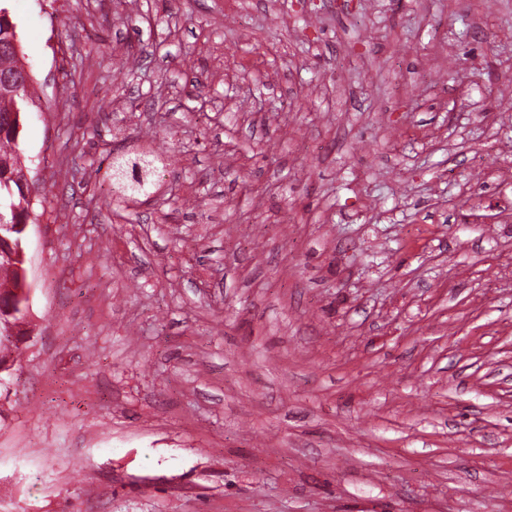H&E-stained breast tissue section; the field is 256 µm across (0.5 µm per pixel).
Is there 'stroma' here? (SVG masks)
<instances>
[{
    "instance_id": "1",
    "label": "stroma",
    "mask_w": 512,
    "mask_h": 512,
    "mask_svg": "<svg viewBox=\"0 0 512 512\" xmlns=\"http://www.w3.org/2000/svg\"><path fill=\"white\" fill-rule=\"evenodd\" d=\"M4 5L0 512H512V0ZM34 102L35 100L29 91V84L28 86L19 87L14 98H0V116L2 113L10 112L4 115V119L3 117L2 119L0 118V123L3 126H9L13 125L15 120H18V130H20L25 112L28 111L30 105H34ZM16 112H20L21 124L19 122V114ZM18 130L17 123L14 127H0V235L9 240L14 246L21 245L24 247L26 237L20 227H23L26 233L28 232L29 224L25 221H29L34 213V204L32 203V194L27 195L21 184V168L19 167L21 151L18 144L20 131ZM19 224H21L20 227ZM9 241V248H12V244ZM9 248L2 242L1 249H5L12 259L18 262L15 269L10 261L0 258V303L2 298H27L28 315L23 320L14 321L25 316L22 313V310H24V305L22 304V310L17 307L15 308L19 316L14 317V320L9 319V316L11 317L15 314L12 307L13 303H11L7 309L9 313L3 314L2 306L0 316L7 326V333L11 341L18 345L30 341L32 338L28 328L31 286L27 281L25 251L19 248L18 252L15 253L10 251ZM4 278H6V282L2 287ZM20 284L23 289L18 291L17 296L14 291L20 288ZM10 339L0 333V352L7 350L12 352L11 347H17Z\"/></svg>"
}]
</instances>
